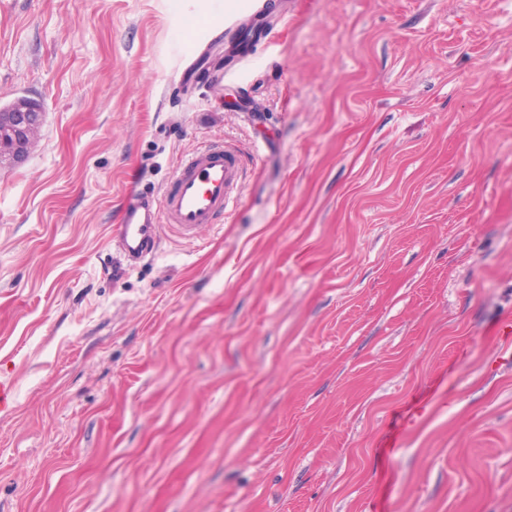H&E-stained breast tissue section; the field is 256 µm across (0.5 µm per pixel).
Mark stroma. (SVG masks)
Wrapping results in <instances>:
<instances>
[{
    "mask_svg": "<svg viewBox=\"0 0 512 512\" xmlns=\"http://www.w3.org/2000/svg\"><path fill=\"white\" fill-rule=\"evenodd\" d=\"M261 2L0 9L45 113L0 162V512H512V0H288L179 86ZM216 140L237 203L126 266L128 193Z\"/></svg>",
    "mask_w": 512,
    "mask_h": 512,
    "instance_id": "35a3bbf8",
    "label": "stroma"
}]
</instances>
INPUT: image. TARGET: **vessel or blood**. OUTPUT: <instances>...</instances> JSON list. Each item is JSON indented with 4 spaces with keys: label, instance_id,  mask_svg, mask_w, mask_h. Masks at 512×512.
I'll return each instance as SVG.
<instances>
[{
    "label": "vessel or blood",
    "instance_id": "1",
    "mask_svg": "<svg viewBox=\"0 0 512 512\" xmlns=\"http://www.w3.org/2000/svg\"><path fill=\"white\" fill-rule=\"evenodd\" d=\"M245 166L241 152L225 141L181 158L161 194L130 193L112 227L113 245L127 262L138 263L156 253L162 227L193 237L237 201Z\"/></svg>",
    "mask_w": 512,
    "mask_h": 512
}]
</instances>
